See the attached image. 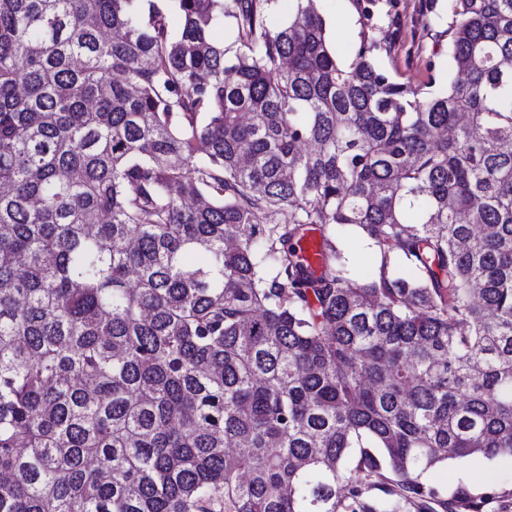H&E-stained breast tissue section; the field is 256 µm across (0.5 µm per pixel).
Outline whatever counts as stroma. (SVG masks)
I'll list each match as a JSON object with an SVG mask.
<instances>
[{
    "label": "stroma",
    "instance_id": "obj_1",
    "mask_svg": "<svg viewBox=\"0 0 512 512\" xmlns=\"http://www.w3.org/2000/svg\"><path fill=\"white\" fill-rule=\"evenodd\" d=\"M447 0H320L339 52L363 40L378 44L377 63L398 81L415 87L448 81ZM431 482L448 488L466 484L472 494L499 492L488 512H512V459L451 460Z\"/></svg>",
    "mask_w": 512,
    "mask_h": 512
}]
</instances>
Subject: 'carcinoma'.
Returning <instances> with one entry per match:
<instances>
[{
	"label": "carcinoma",
	"mask_w": 512,
	"mask_h": 512,
	"mask_svg": "<svg viewBox=\"0 0 512 512\" xmlns=\"http://www.w3.org/2000/svg\"><path fill=\"white\" fill-rule=\"evenodd\" d=\"M277 2L0 0V512L496 498L428 473L512 456V0L426 91ZM297 253L302 261L313 269H318L320 263V236L308 228L297 241ZM368 241L361 233L350 230L344 237V245L349 254L350 261L358 275L363 276L374 258V252L369 248Z\"/></svg>",
	"instance_id": "cac0c4a2"
}]
</instances>
